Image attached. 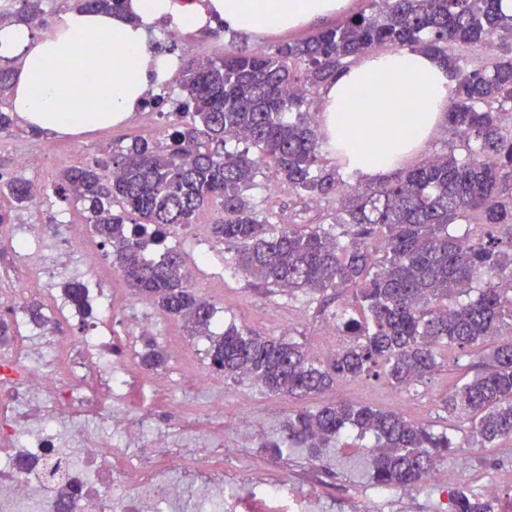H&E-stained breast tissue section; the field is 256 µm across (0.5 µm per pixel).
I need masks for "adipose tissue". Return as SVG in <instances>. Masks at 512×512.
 Here are the masks:
<instances>
[{"mask_svg":"<svg viewBox=\"0 0 512 512\" xmlns=\"http://www.w3.org/2000/svg\"><path fill=\"white\" fill-rule=\"evenodd\" d=\"M346 0H206L197 10L177 0H129L125 14L68 12L57 27L35 32L24 24L0 28V55L20 56L11 110L51 134L108 127L124 121L149 87L170 81L173 59L152 56L150 37L161 26L187 34L207 30L215 17L233 29L291 30L341 11ZM102 36L85 52L73 38ZM447 69L417 50L369 54L325 86L319 103L324 148L346 173L374 179L422 147L446 119Z\"/></svg>","mask_w":512,"mask_h":512,"instance_id":"ef3b65f1","label":"adipose tissue"}]
</instances>
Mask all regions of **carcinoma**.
<instances>
[{
	"mask_svg": "<svg viewBox=\"0 0 512 512\" xmlns=\"http://www.w3.org/2000/svg\"><path fill=\"white\" fill-rule=\"evenodd\" d=\"M44 0L0 4V24L43 23ZM127 0H76V9L117 13ZM368 8L309 39L271 49H231L178 67L182 100L161 139H140L63 171L53 194L82 206L85 223L138 295L210 342L209 368L270 393L319 394L349 377L407 387L434 373L450 352H486L469 379L442 400L467 417L463 443L512 438V14L501 0H367ZM499 43L502 55L475 68L453 47ZM419 48L456 78L446 124L451 146L385 181L351 185L319 166L322 150L309 97L349 61L379 46ZM247 144L243 150L227 143ZM271 173L300 201L336 204L331 224H282L247 192ZM15 208L33 201L23 175L0 176ZM208 206L215 242L235 249L237 270L290 294L355 289V315L336 321L349 343L325 361L290 338L230 323L211 330L215 307L196 294L181 251L149 258L176 227ZM479 284L476 298L452 297ZM66 297L88 318L84 283ZM165 358L139 354L152 372ZM347 430L375 438L373 479L403 488L458 444L445 432L394 411L347 402L288 416L271 452L325 448ZM454 512H494L459 490Z\"/></svg>",
	"mask_w": 512,
	"mask_h": 512,
	"instance_id": "cac0c4a2",
	"label": "carcinoma"
}]
</instances>
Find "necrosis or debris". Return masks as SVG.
Instances as JSON below:
<instances>
[{"label": "necrosis or debris", "mask_w": 512, "mask_h": 512, "mask_svg": "<svg viewBox=\"0 0 512 512\" xmlns=\"http://www.w3.org/2000/svg\"><path fill=\"white\" fill-rule=\"evenodd\" d=\"M23 342L14 359L27 400H0V512H185L184 494L207 480L201 490V512H326L324 499L311 485L289 479L253 478L259 493L243 497L226 493L239 479L237 468L225 465L223 450L207 453L192 448H128L85 433L89 418L104 419L123 430L119 406L127 393V372L119 368L103 337H55L54 346L67 352V374L59 376L53 356L45 351L42 331L15 318ZM55 401L57 415L70 418L71 432L82 445L67 448L57 432L40 429L24 442L18 432L42 411L46 398ZM31 466L16 468L17 457ZM76 493L61 499V485Z\"/></svg>", "instance_id": "obj_1"}]
</instances>
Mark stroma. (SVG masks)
<instances>
[{"label":"stroma","instance_id":"stroma-1","mask_svg":"<svg viewBox=\"0 0 512 512\" xmlns=\"http://www.w3.org/2000/svg\"><path fill=\"white\" fill-rule=\"evenodd\" d=\"M344 15L338 13L296 29L263 35L243 33L235 37L227 32L217 38L199 33L190 37L183 54L187 57L214 56L244 45L266 48L300 41L343 21ZM163 124L160 114L151 107L132 113L126 121L107 128L61 136H33L29 127L19 121L10 132L0 135V171H14L18 153L39 151L49 155L51 161L28 172L27 177L49 185L58 180L67 167L89 162L137 138L158 137ZM267 185V178H259L250 196L259 208L275 213L281 222L316 223L331 213L327 203H299L289 197L287 188L272 194ZM27 213L33 223L43 225L41 249L60 270L59 277L48 282L46 292L39 298L44 311L49 312L62 296L65 277H84L86 270L95 266L92 262L71 258L56 231L60 224L82 223L80 207L49 192L44 198L34 200ZM11 251L10 241L0 242V315L14 303L24 300L27 282L37 275L36 269L17 266ZM213 251V261L197 271L193 284L201 295L215 304L221 318L266 336L290 337L304 344L308 352L320 360L338 351V344L324 336L323 328L334 313L348 310L349 293L337 295L326 305L317 295L295 297L276 292L234 270L233 248L217 245ZM98 267L105 274V286L112 299L115 345L121 358L127 361L132 381L126 413L132 427L144 440L153 438L152 421H163L168 414L159 411L154 420L148 421L138 413L139 404L149 397L151 389L143 385L144 371L138 364L146 340L141 335L134 338L128 335L129 322L136 320L156 322L161 327L153 342L167 357L162 374L174 381L182 377L184 370L192 369L208 377L205 384L186 388L180 395L184 411L194 419L191 430L181 433V444L188 448H240L232 424L241 413H248L252 435L248 448L241 450L250 468L260 473L278 471L288 478L314 475L318 489L339 505H346L358 496L366 498L384 493L393 497L398 490L394 487L386 489L373 482L370 456L364 441L353 433L343 437L341 447L328 449L325 456L317 460L308 457L303 449L282 456L272 455L264 443L276 435L288 414L344 400L395 411L409 420L434 426L436 431L448 432L453 438L461 436L463 417L448 414L441 400L459 382L463 367L477 363L476 355L459 357L449 354L447 364L405 389L395 388L382 379L361 376L340 380L325 393L309 398L275 395L252 382H234L210 373L206 354L208 343L204 337L189 335L182 321L163 318L156 308L142 309L140 298L115 272L111 259H104ZM218 405L224 408V419L220 422L208 415L209 409ZM443 466L448 471L447 485L415 487L416 506L412 512H452L451 501L457 491L473 495L479 487L490 482L500 483L502 497L512 496V439H503L486 447L475 445L454 449Z\"/></svg>","mask_w":512,"mask_h":512}]
</instances>
